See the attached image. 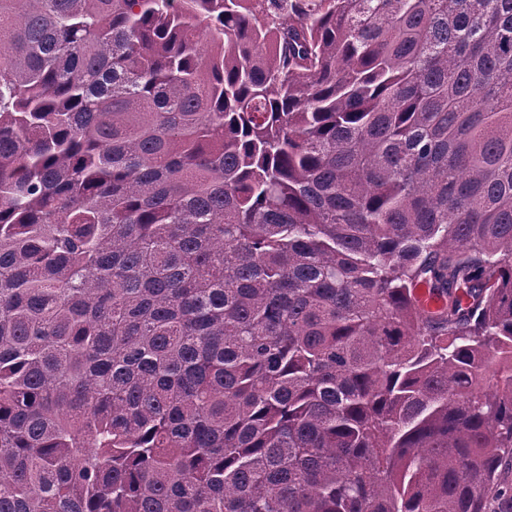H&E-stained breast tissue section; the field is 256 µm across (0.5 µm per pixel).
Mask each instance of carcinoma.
Segmentation results:
<instances>
[{"label": "carcinoma", "mask_w": 512, "mask_h": 512, "mask_svg": "<svg viewBox=\"0 0 512 512\" xmlns=\"http://www.w3.org/2000/svg\"><path fill=\"white\" fill-rule=\"evenodd\" d=\"M508 459L512 0H0V512H487Z\"/></svg>", "instance_id": "obj_1"}]
</instances>
